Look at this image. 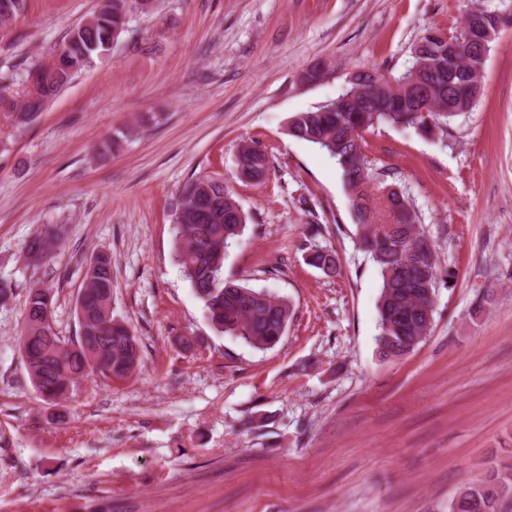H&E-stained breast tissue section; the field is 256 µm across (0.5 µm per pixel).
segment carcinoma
Here are the masks:
<instances>
[{"label": "carcinoma", "instance_id": "carcinoma-1", "mask_svg": "<svg viewBox=\"0 0 512 512\" xmlns=\"http://www.w3.org/2000/svg\"><path fill=\"white\" fill-rule=\"evenodd\" d=\"M135 0H105L82 24L72 28L63 45L60 64L48 67L31 62L0 71V104L15 112L20 125L30 123L75 75L91 66L112 44L114 29L125 26ZM27 0H0V18H16ZM512 24V14L479 12L471 27L459 31L429 30L412 52L411 66L388 79L373 70H361L333 101L294 115L288 133L324 150L336 159L351 195L361 228L360 246L370 254L381 276L378 299V353L383 359H400L425 338L434 319L437 291V257L410 197L381 187L392 223L372 222L374 187L364 153L363 134L380 126L413 127L432 134L448 119L473 108L481 79L471 72L472 59L491 50L486 40L499 26ZM459 59L461 74L449 81L439 76L440 63ZM22 91V104L12 92ZM428 98L435 111L424 120L414 112L416 99ZM236 171L240 179L263 184L269 164L259 148L243 143L238 148ZM173 259L203 303L207 318L220 333L233 336L255 350L276 346L293 309L283 296L224 279V255L229 242L246 227L242 211L224 181L199 176L185 184L173 213ZM59 231L47 225L26 247V259L37 268L52 254ZM314 267L328 276L341 273L337 251L315 247L308 256ZM53 308L52 290L30 289L20 336L23 358L33 362L30 377L39 396L50 404L70 386L93 373L123 379L140 364V347L129 326L112 317V256L96 254L89 262L84 286L77 294L75 314L79 335L66 340L43 323ZM457 496L467 504L461 512H509L512 509V464L502 463L465 484Z\"/></svg>", "mask_w": 512, "mask_h": 512}]
</instances>
